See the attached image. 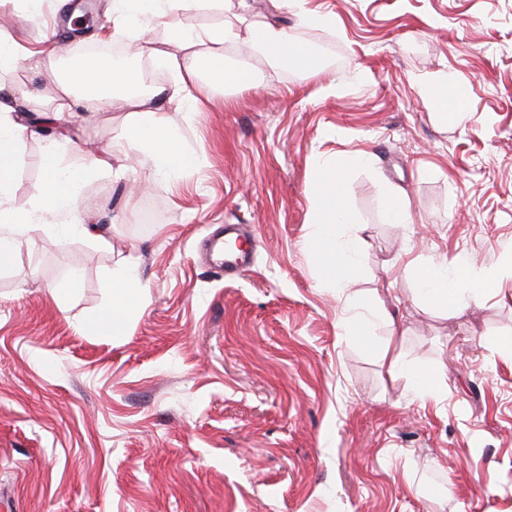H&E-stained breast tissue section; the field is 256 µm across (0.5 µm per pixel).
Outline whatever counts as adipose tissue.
Here are the masks:
<instances>
[{
  "mask_svg": "<svg viewBox=\"0 0 512 512\" xmlns=\"http://www.w3.org/2000/svg\"><path fill=\"white\" fill-rule=\"evenodd\" d=\"M190 3L201 10L222 13L223 18L204 29L185 27L177 16ZM151 22L163 23L168 33L167 48L151 51L155 60L172 74L165 87H151L149 74L144 70H117L103 59L89 57L68 71L59 72L50 91L33 94L20 89L0 96V267L12 262L20 237L31 236L49 221L66 234L92 238L99 235L98 227L77 219L79 184L89 171L104 168L106 162L74 150L66 136L46 142L43 165L48 178L27 207L15 206L12 187L20 145L29 126L57 120L78 104L92 112H108L114 102H122L130 113V124L122 140L113 143V151L122 152L124 142H131L137 151L136 164L166 179L198 164L196 155L181 146L179 128L169 115V107L175 104L184 112L197 109L198 100L191 87L200 69H207L214 78L230 86H249L254 82L248 71L226 68L227 46L237 44L245 36L250 50L273 66L305 73L318 64L314 52L292 44L286 29L263 25L241 33L242 19L239 14L227 12L225 0H113L114 29L133 34ZM62 59V52L55 45L33 51L18 40L0 36V70L38 71L57 65ZM366 161V154L358 152L346 162H318L309 172L316 203L308 243L325 279L339 288L358 272V242L343 231L351 221L343 169L345 165L361 166ZM416 278L425 298L435 305L456 309L492 295L500 274L495 270L475 273L457 262L441 259L419 266ZM138 282L133 262H123L109 272L111 296L94 321L97 329L113 334L123 331L126 291ZM382 358L390 371L409 374L421 401L437 399L444 380L441 367L413 370L392 353H383Z\"/></svg>",
  "mask_w": 512,
  "mask_h": 512,
  "instance_id": "obj_1",
  "label": "adipose tissue"
}]
</instances>
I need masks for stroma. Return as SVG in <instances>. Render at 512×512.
Returning <instances> with one entry per match:
<instances>
[{
  "mask_svg": "<svg viewBox=\"0 0 512 512\" xmlns=\"http://www.w3.org/2000/svg\"><path fill=\"white\" fill-rule=\"evenodd\" d=\"M248 25L288 27L322 66L299 74L239 47L224 88L199 74L198 110L179 117L198 165L158 179L111 156L123 107L76 109L65 131L111 168L79 185L104 241L34 233L0 267V512H512V0H306L327 28L250 0ZM7 34L35 46L53 18L0 0ZM90 47L170 81L139 39ZM457 85L464 118L444 123L421 91ZM365 152L347 171L360 273L323 280L307 239L317 162ZM43 142L25 137L12 196L45 180ZM413 223H387L382 182ZM253 230L255 263L224 274L203 248L218 226ZM459 258L502 269L480 304L445 309L417 294L413 262ZM133 260L124 330L97 333L106 275ZM75 288L65 302L53 290ZM392 317L373 346L344 333L352 313ZM442 366L446 393L426 404L391 374L382 346Z\"/></svg>",
  "mask_w": 512,
  "mask_h": 512,
  "instance_id": "obj_1",
  "label": "stroma"
}]
</instances>
